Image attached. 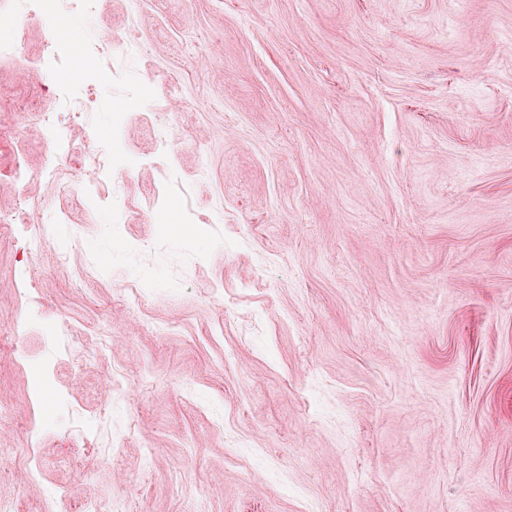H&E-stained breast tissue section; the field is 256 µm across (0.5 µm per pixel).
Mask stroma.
<instances>
[{"label":"stroma","instance_id":"obj_1","mask_svg":"<svg viewBox=\"0 0 512 512\" xmlns=\"http://www.w3.org/2000/svg\"><path fill=\"white\" fill-rule=\"evenodd\" d=\"M65 21L0 56V100L57 108L22 72L47 31L132 36L144 53L100 62L70 144L116 140L137 164L102 205L77 175L65 195L22 189L69 218L66 258L46 248L30 280L91 355L34 329L0 361V500L512 512V0H96ZM51 157L0 108L2 326L25 302L9 174ZM133 275L137 310L119 302ZM108 380L140 398L87 448L60 418L84 421Z\"/></svg>","mask_w":512,"mask_h":512}]
</instances>
